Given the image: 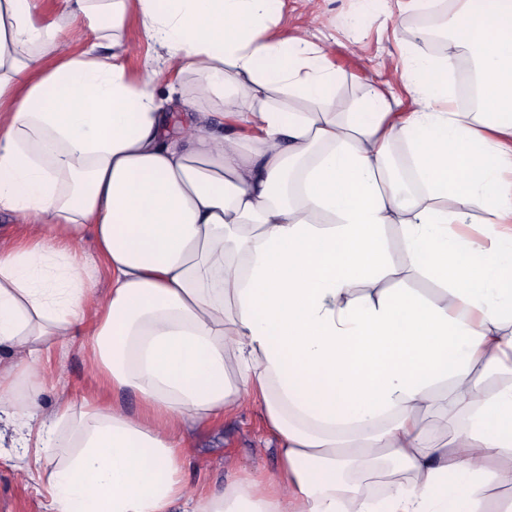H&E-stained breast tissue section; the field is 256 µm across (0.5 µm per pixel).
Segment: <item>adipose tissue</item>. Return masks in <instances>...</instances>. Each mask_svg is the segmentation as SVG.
<instances>
[{
    "instance_id": "ef3b65f1",
    "label": "adipose tissue",
    "mask_w": 512,
    "mask_h": 512,
    "mask_svg": "<svg viewBox=\"0 0 512 512\" xmlns=\"http://www.w3.org/2000/svg\"><path fill=\"white\" fill-rule=\"evenodd\" d=\"M132 1L218 111L175 116L131 81ZM65 2L108 18V53L0 0V210L37 225L0 249V422L49 512H492L512 486V0L440 16L448 49H410L407 112L374 84L337 110L316 45L271 30L284 0ZM460 46L477 112L451 106ZM474 207L480 230L458 233ZM78 333L137 411H43L42 359ZM247 404L277 472L193 490L189 431Z\"/></svg>"
}]
</instances>
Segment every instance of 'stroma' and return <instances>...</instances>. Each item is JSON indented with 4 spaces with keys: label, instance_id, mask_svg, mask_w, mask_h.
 Segmentation results:
<instances>
[{
    "label": "stroma",
    "instance_id": "35a3bbf8",
    "mask_svg": "<svg viewBox=\"0 0 512 512\" xmlns=\"http://www.w3.org/2000/svg\"><path fill=\"white\" fill-rule=\"evenodd\" d=\"M403 0H285L276 20L279 31L307 34L336 72L335 104L347 108L371 83L392 84L400 99L405 88L396 81L406 49L421 26L420 11L406 10ZM44 391L40 403L51 410L57 402L94 386L82 337L61 342L43 363ZM187 479L191 485L218 489L227 477L270 473L278 467V448L260 411L248 405L225 417L223 424L195 432L187 450ZM0 512H47L41 483L31 479L23 461L0 457Z\"/></svg>",
    "mask_w": 512,
    "mask_h": 512
}]
</instances>
